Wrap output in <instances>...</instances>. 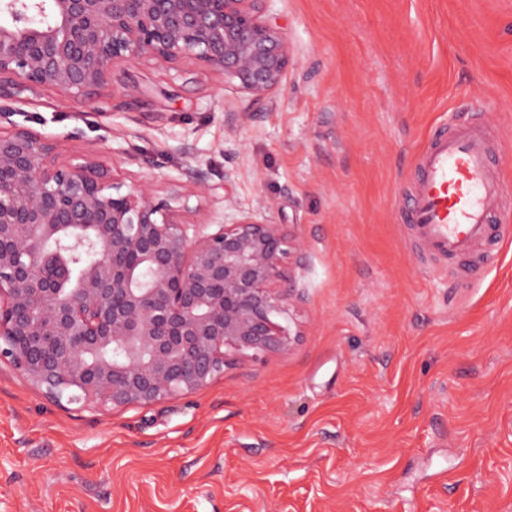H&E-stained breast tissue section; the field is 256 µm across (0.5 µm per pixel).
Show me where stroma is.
I'll return each instance as SVG.
<instances>
[{"instance_id": "stroma-1", "label": "stroma", "mask_w": 512, "mask_h": 512, "mask_svg": "<svg viewBox=\"0 0 512 512\" xmlns=\"http://www.w3.org/2000/svg\"><path fill=\"white\" fill-rule=\"evenodd\" d=\"M292 61L262 103L196 64L130 62L89 100L28 93L0 127L215 223L303 245L289 350L203 390L58 406L0 361V512H512V240L424 262L397 199L434 127L482 115L512 177V0H268ZM138 85L130 103L129 85Z\"/></svg>"}]
</instances>
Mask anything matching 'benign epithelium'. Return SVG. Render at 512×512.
Here are the masks:
<instances>
[{
    "instance_id": "benign-epithelium-1",
    "label": "benign epithelium",
    "mask_w": 512,
    "mask_h": 512,
    "mask_svg": "<svg viewBox=\"0 0 512 512\" xmlns=\"http://www.w3.org/2000/svg\"><path fill=\"white\" fill-rule=\"evenodd\" d=\"M266 0H0V112L49 87L92 99L131 61H192L264 100L291 63ZM190 195L202 173L184 172ZM201 205L130 185L97 161L62 162L25 126L0 130V360L51 402L114 408L204 389L229 354L285 351L301 245L247 214L189 234Z\"/></svg>"
}]
</instances>
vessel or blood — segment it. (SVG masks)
Masks as SVG:
<instances>
[{
	"label": "vessel or blood",
	"mask_w": 512,
	"mask_h": 512,
	"mask_svg": "<svg viewBox=\"0 0 512 512\" xmlns=\"http://www.w3.org/2000/svg\"><path fill=\"white\" fill-rule=\"evenodd\" d=\"M494 147L491 126L477 118L433 131L416 160V179L402 196L406 222L430 255L498 249L512 185L493 163Z\"/></svg>",
	"instance_id": "1"
}]
</instances>
